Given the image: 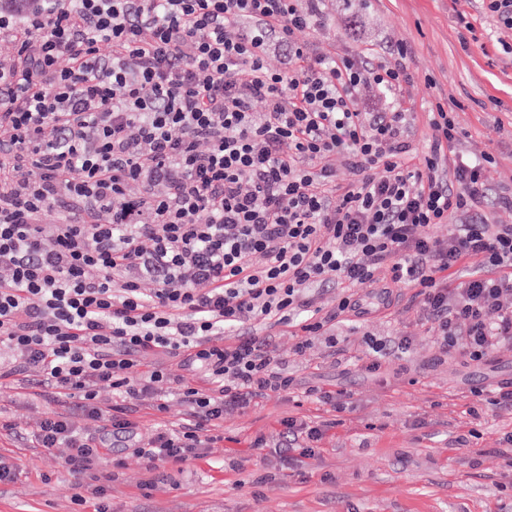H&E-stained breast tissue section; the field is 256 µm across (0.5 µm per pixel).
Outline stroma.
<instances>
[{
    "label": "stroma",
    "instance_id": "obj_1",
    "mask_svg": "<svg viewBox=\"0 0 512 512\" xmlns=\"http://www.w3.org/2000/svg\"><path fill=\"white\" fill-rule=\"evenodd\" d=\"M303 39L339 57H380L406 43L410 79L398 105L413 146L432 134L431 104L447 103L463 133L455 154H492L488 187L512 188V54L501 47L512 31L484 0H326L324 19ZM410 296L403 290L383 314L339 324L338 362L322 342L298 356L294 337L277 336L293 386L225 414L223 441L179 467L151 470L128 455L119 467L108 452L91 472L75 473L66 449L28 439L45 413H69V400L0 389V456L17 467L0 483V512H93L95 482L106 486L112 512H512V450L501 441L512 413L473 394L512 381V346L480 366L459 350L438 359ZM369 335L407 336L412 346L371 373L356 359ZM329 386L343 390L341 408L317 401L315 388ZM288 416L326 426L313 457L280 453L279 422Z\"/></svg>",
    "mask_w": 512,
    "mask_h": 512
}]
</instances>
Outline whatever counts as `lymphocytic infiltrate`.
Instances as JSON below:
<instances>
[{"mask_svg": "<svg viewBox=\"0 0 512 512\" xmlns=\"http://www.w3.org/2000/svg\"><path fill=\"white\" fill-rule=\"evenodd\" d=\"M322 2L0 0V379L77 399L81 420L50 412L33 434L74 471L105 451L102 423L152 468L202 455L225 413L292 386L265 329L336 348L374 289H415L439 354L512 344V224L481 212L512 211V191L490 196V154L449 159L461 133L443 103L413 149L395 106L407 45L311 53ZM340 161L357 179L337 183ZM156 355L204 385H173ZM173 389L189 419L142 437L123 401L162 412Z\"/></svg>", "mask_w": 512, "mask_h": 512, "instance_id": "lymphocytic-infiltrate-1", "label": "lymphocytic infiltrate"}]
</instances>
